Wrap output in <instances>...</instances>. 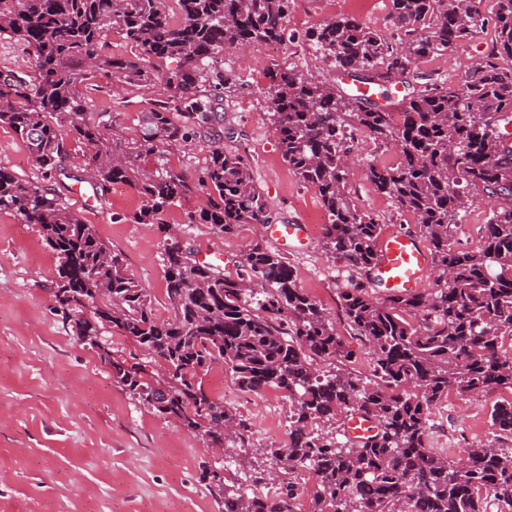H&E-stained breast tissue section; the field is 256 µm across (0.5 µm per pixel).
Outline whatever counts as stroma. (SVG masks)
Masks as SVG:
<instances>
[{
    "mask_svg": "<svg viewBox=\"0 0 512 512\" xmlns=\"http://www.w3.org/2000/svg\"><path fill=\"white\" fill-rule=\"evenodd\" d=\"M390 0H294L286 23L287 41L275 55L260 48L224 53V125L233 136L225 150L240 154L251 166L253 181L266 199L274 223L304 224L302 242L283 250L297 274V285L329 312L337 310V294L358 275L320 247L326 222L315 190L289 170L268 120L269 71L274 66L308 71L324 78L334 72L304 41L306 31L335 17H352L391 35ZM485 29L452 52L418 61L410 82L458 81L492 46ZM96 112L117 113L125 127L135 128L148 99L109 77L92 79L87 90ZM371 161L398 163L393 148L357 132L349 156L347 190L354 204L376 216L383 233L421 237L414 217L398 209L364 180L361 169ZM0 167L39 181L40 173L27 149L7 127L0 126ZM65 202L94 225L98 235L126 261L129 274L149 293L158 317H169L165 294L163 237L153 224H136L129 213L138 200L129 186L94 195L89 181ZM93 194L85 205L83 194ZM204 193L172 206L167 223L180 226L185 243L196 252L219 250L225 269H234L251 244L274 248L260 224L242 225L236 235L216 233L212 225L190 224L188 212L201 211ZM492 201L474 196L455 233V244L472 250L492 215ZM57 259L37 226L10 214L0 215V512H220L202 479L204 467H219L229 484L250 493L273 494L274 482L254 483L250 471L234 461V449L211 448L178 422L154 413L132 398L113 379L98 354L73 336L70 322L53 296ZM209 395L236 409L249 425L253 448L287 445L290 403L282 392L241 393L221 364L203 377ZM512 402V389L499 388L476 400L449 392L427 423L429 448L455 458L460 449L491 441L494 405Z\"/></svg>",
    "mask_w": 512,
    "mask_h": 512,
    "instance_id": "35a3bbf8",
    "label": "stroma"
}]
</instances>
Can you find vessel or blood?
I'll return each mask as SVG.
<instances>
[{
    "label": "vessel or blood",
    "instance_id": "obj_1",
    "mask_svg": "<svg viewBox=\"0 0 512 512\" xmlns=\"http://www.w3.org/2000/svg\"><path fill=\"white\" fill-rule=\"evenodd\" d=\"M268 232L281 245L302 241L306 232L302 224H273ZM428 257L415 239L398 234L383 237L374 267L376 281L393 291L409 293L419 287Z\"/></svg>",
    "mask_w": 512,
    "mask_h": 512
}]
</instances>
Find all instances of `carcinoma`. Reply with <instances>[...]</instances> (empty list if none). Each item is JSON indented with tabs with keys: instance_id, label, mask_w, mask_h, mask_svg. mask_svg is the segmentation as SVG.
<instances>
[{
	"instance_id": "1",
	"label": "carcinoma",
	"mask_w": 512,
	"mask_h": 512,
	"mask_svg": "<svg viewBox=\"0 0 512 512\" xmlns=\"http://www.w3.org/2000/svg\"><path fill=\"white\" fill-rule=\"evenodd\" d=\"M293 0H0V38L23 43L34 67L0 77V125L25 145L48 188L0 167V212L35 224L56 255L54 298L74 336L100 337L97 353L130 396L213 448L229 439L245 447L247 425L205 391L202 374L221 362L247 393L273 389L291 402L285 447L244 453L241 465L265 482L274 467L311 474L307 512H512V402L492 412L495 438L462 449L457 461L427 447L426 424L452 388L460 394L512 389V0H391L395 32L386 37L347 17L307 33L335 71L325 80L294 68L270 73L267 109L284 161L316 190L327 215L322 246L370 279L382 227L347 192V155L363 129L401 160L366 164L364 177L415 217L430 245L435 287L382 301L355 283L340 295L347 326L372 354L370 374L353 368L354 351L323 304L298 288L288 259L257 243L228 272L197 259L170 236L164 214L196 191L207 196L202 220L225 235L271 216L244 159L224 150V51L285 40ZM493 21L494 42L458 84L429 83L377 112L338 83L347 76L375 86L404 82L415 63L452 50ZM116 33L128 55L108 50ZM176 66L159 71L157 60ZM98 74L159 93L133 135L107 112H94L81 88ZM397 113L406 115L403 123ZM84 147V170L102 193L118 183L138 197L128 216L164 234L170 317L154 313L150 295L125 260L72 212L64 193L67 140ZM200 138L213 143L197 181L173 166V151ZM500 201L473 251H459L451 228L471 196ZM261 289H255V286ZM120 328L130 347L101 339ZM320 361L333 368L321 371ZM163 363L156 369L154 365ZM360 415L373 433L339 445L314 425ZM202 479L222 512H296L298 482L275 495H248L206 467Z\"/></svg>"
}]
</instances>
